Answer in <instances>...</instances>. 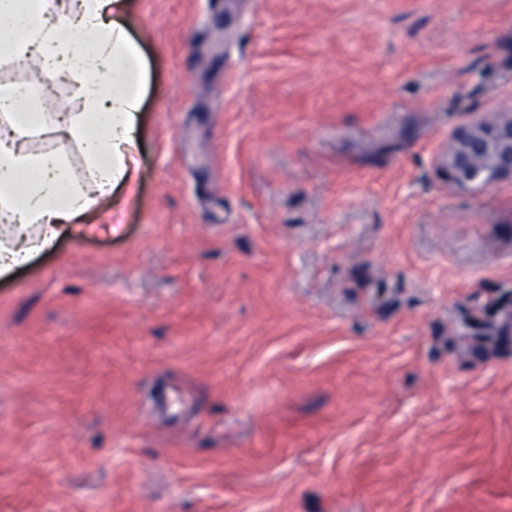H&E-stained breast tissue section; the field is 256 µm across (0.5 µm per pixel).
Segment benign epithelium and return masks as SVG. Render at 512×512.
<instances>
[{
	"mask_svg": "<svg viewBox=\"0 0 512 512\" xmlns=\"http://www.w3.org/2000/svg\"><path fill=\"white\" fill-rule=\"evenodd\" d=\"M442 167L448 181L464 189L512 179V114L496 113L457 129Z\"/></svg>",
	"mask_w": 512,
	"mask_h": 512,
	"instance_id": "benign-epithelium-1",
	"label": "benign epithelium"
}]
</instances>
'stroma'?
Listing matches in <instances>:
<instances>
[{
	"mask_svg": "<svg viewBox=\"0 0 512 512\" xmlns=\"http://www.w3.org/2000/svg\"><path fill=\"white\" fill-rule=\"evenodd\" d=\"M138 172L0 277V512H512V0H127ZM442 167L464 189L487 188L512 179V114L496 113L457 129Z\"/></svg>",
	"mask_w": 512,
	"mask_h": 512,
	"instance_id": "stroma-1",
	"label": "stroma"
}]
</instances>
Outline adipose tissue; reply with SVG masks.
Instances as JSON below:
<instances>
[{"label":"adipose tissue","mask_w":512,"mask_h":512,"mask_svg":"<svg viewBox=\"0 0 512 512\" xmlns=\"http://www.w3.org/2000/svg\"><path fill=\"white\" fill-rule=\"evenodd\" d=\"M126 0H59L46 14L41 0H0V52L33 63L39 80L72 81L80 112L42 126L24 84L0 87V115L12 138L0 139V276L60 236L82 226L114 189L137 173L144 61L125 23ZM57 146L29 151L28 137ZM76 142L88 171L74 181L62 141Z\"/></svg>","instance_id":"adipose-tissue-1"}]
</instances>
